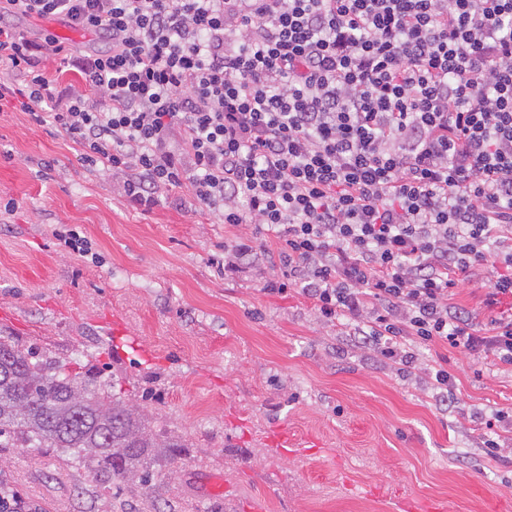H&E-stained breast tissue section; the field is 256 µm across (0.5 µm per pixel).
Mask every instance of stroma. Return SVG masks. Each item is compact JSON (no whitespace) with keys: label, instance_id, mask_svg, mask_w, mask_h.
Wrapping results in <instances>:
<instances>
[{"label":"stroma","instance_id":"obj_1","mask_svg":"<svg viewBox=\"0 0 512 512\" xmlns=\"http://www.w3.org/2000/svg\"><path fill=\"white\" fill-rule=\"evenodd\" d=\"M86 51L98 36L20 19ZM64 132L0 105V338L72 370L95 367L187 450L117 482L59 448H0V476L44 512H512V432L490 455L479 425L512 411V371L435 345L456 400L385 364L298 291L261 292L275 241L222 267L250 224H222L186 190L133 206ZM12 212H4L7 201ZM76 227L94 257L52 234ZM287 432L283 449L278 432Z\"/></svg>","mask_w":512,"mask_h":512}]
</instances>
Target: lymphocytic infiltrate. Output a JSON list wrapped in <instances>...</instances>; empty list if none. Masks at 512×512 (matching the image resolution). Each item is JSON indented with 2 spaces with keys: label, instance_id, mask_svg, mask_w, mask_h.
Instances as JSON below:
<instances>
[{
  "label": "lymphocytic infiltrate",
  "instance_id": "obj_1",
  "mask_svg": "<svg viewBox=\"0 0 512 512\" xmlns=\"http://www.w3.org/2000/svg\"><path fill=\"white\" fill-rule=\"evenodd\" d=\"M47 57L79 77L62 108ZM10 99L123 175L130 203L184 187L254 225L227 269L275 239L263 293L301 290L384 360L440 343L512 366V0H0ZM476 273L484 322L450 304ZM14 24L19 29L24 30L29 37L41 36L48 32L88 52L101 50L105 47V43L93 33L70 28L58 19H16Z\"/></svg>",
  "mask_w": 512,
  "mask_h": 512
}]
</instances>
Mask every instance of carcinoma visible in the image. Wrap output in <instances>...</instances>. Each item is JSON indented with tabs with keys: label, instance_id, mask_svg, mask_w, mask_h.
Segmentation results:
<instances>
[{
	"label": "carcinoma",
	"instance_id": "carcinoma-1",
	"mask_svg": "<svg viewBox=\"0 0 512 512\" xmlns=\"http://www.w3.org/2000/svg\"><path fill=\"white\" fill-rule=\"evenodd\" d=\"M0 447L67 448L114 480L151 482L147 464L176 460L185 445L152 425L144 408L109 396L81 373L0 340ZM0 512H43L0 478Z\"/></svg>",
	"mask_w": 512,
	"mask_h": 512
}]
</instances>
